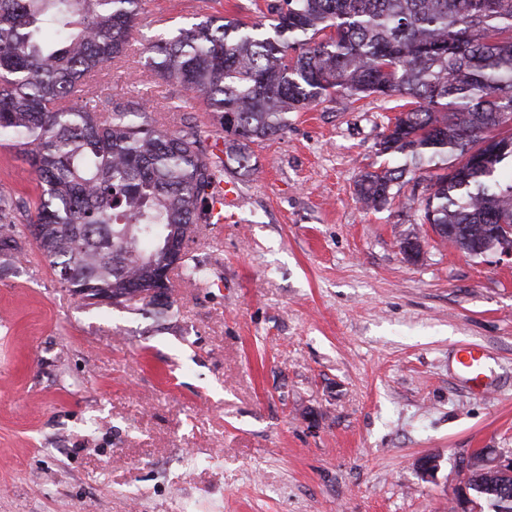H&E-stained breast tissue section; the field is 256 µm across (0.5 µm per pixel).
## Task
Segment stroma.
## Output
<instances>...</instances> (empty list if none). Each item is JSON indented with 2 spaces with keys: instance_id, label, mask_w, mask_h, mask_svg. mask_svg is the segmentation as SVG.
<instances>
[{
  "instance_id": "35a3bbf8",
  "label": "stroma",
  "mask_w": 512,
  "mask_h": 512,
  "mask_svg": "<svg viewBox=\"0 0 512 512\" xmlns=\"http://www.w3.org/2000/svg\"><path fill=\"white\" fill-rule=\"evenodd\" d=\"M265 0H143L115 100L152 87L147 37L205 16L266 20ZM177 131L171 87L147 103ZM397 102L336 98L252 145L228 222L189 244L208 271L141 302L89 305L49 265L0 255V512H452L461 461L512 451V261L427 240L407 194L365 209ZM27 157L0 147V197L35 198ZM481 346L488 392L458 375ZM437 457L435 480L417 462Z\"/></svg>"
}]
</instances>
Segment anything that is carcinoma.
I'll list each match as a JSON object with an SVG mask.
<instances>
[{
    "mask_svg": "<svg viewBox=\"0 0 512 512\" xmlns=\"http://www.w3.org/2000/svg\"><path fill=\"white\" fill-rule=\"evenodd\" d=\"M141 0H0V140L23 151L41 188L18 224L0 197V254L20 262L30 227L69 291L121 306L136 294L157 318L168 241L210 220V189L288 113L336 96L403 101L356 193L379 210L428 171L423 224L473 254L489 224L512 225V0H272L264 27L206 18L168 31L143 67L202 101L227 133L222 155L197 129L170 132L143 99L114 101L96 79L127 56ZM177 268L208 280L189 251ZM485 485L488 512H512V475Z\"/></svg>",
    "mask_w": 512,
    "mask_h": 512,
    "instance_id": "obj_1",
    "label": "carcinoma"
}]
</instances>
